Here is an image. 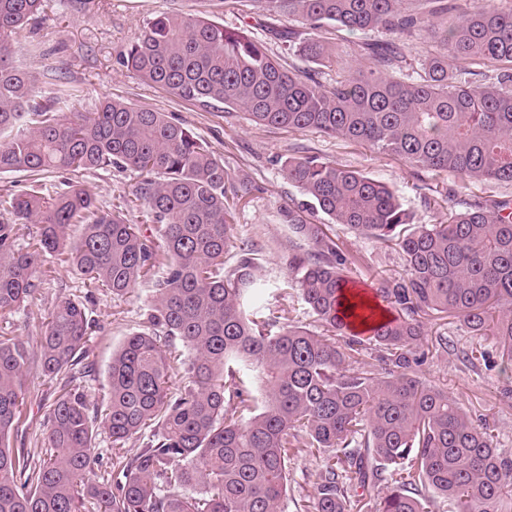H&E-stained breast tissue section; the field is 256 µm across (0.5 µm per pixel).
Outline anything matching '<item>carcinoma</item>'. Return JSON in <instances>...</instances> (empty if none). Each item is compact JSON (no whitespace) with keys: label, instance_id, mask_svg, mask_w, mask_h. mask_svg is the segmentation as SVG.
<instances>
[{"label":"carcinoma","instance_id":"1","mask_svg":"<svg viewBox=\"0 0 512 512\" xmlns=\"http://www.w3.org/2000/svg\"><path fill=\"white\" fill-rule=\"evenodd\" d=\"M250 0L261 21L300 18L303 30L269 27L313 64L290 70L242 32L204 17L162 13L119 63L202 107L242 109L259 125L317 130L368 144L412 169L463 180L512 182V6L471 0ZM43 0H0V173L122 168L144 174L135 199L152 215L166 260L122 207H97L80 185L49 193L38 180L0 200V319L40 288L45 258L65 256L88 287L115 297L154 280L147 330L112 353L108 392L90 411L66 392L50 407L40 449L10 450L26 398L25 368L71 379L88 340L83 303L62 296L45 318L39 345L0 335V512H286L292 448L327 454L311 497L296 512H429L422 488L448 512H512V457L490 426L459 399L420 380V317H455L491 336L512 363V205L452 212L417 224L385 183L313 155L289 157L283 174L306 206L361 237L399 247L404 273L357 290L350 261L322 225L288 211L308 250L288 258L291 289L323 333L264 317L253 297L268 288L257 252L236 243L223 160L162 112L107 99L95 112L62 119L34 102L32 76L10 62L12 41ZM376 30L364 43L369 65L326 87L318 79L335 53L326 27ZM429 27L439 50L417 77L404 73L405 38ZM506 64L496 85L453 69L457 59ZM83 225L76 241L67 229ZM27 231L26 249L17 247ZM233 252L232 267L224 255ZM389 318L381 320L378 309ZM181 342L168 356L159 336ZM379 347V367L359 360ZM185 380L170 391L175 377ZM146 439L109 481L93 471L95 436ZM385 484L374 505L351 492Z\"/></svg>","mask_w":512,"mask_h":512}]
</instances>
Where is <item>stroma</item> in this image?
Segmentation results:
<instances>
[{"label": "stroma", "instance_id": "35a3bbf8", "mask_svg": "<svg viewBox=\"0 0 512 512\" xmlns=\"http://www.w3.org/2000/svg\"><path fill=\"white\" fill-rule=\"evenodd\" d=\"M244 0H45L38 21L26 27L14 46V63L31 72L42 99H51L59 112H93L107 98L122 99L174 117L208 142L224 162L230 184L246 181L253 192L241 201L234 222L238 238L258 251L263 272L271 286L261 303L264 314L287 316L313 332L319 322L297 295L281 288L288 276V257L305 250L304 241L288 226L285 209L300 199L297 189L284 178L281 165L288 156L315 155L350 169L368 173L390 186L414 212L419 224H435L449 211H463L491 201H512V183L473 180L467 183L450 172L414 171L399 157L376 153L369 145L336 138L314 130L269 128L252 123L244 111H225L223 106L204 110L162 88L148 83L118 65L117 58L141 34L145 24L163 12L195 14L228 28L248 27ZM320 36L335 48L339 62L324 70V85L347 75L349 66L363 63L362 47L376 39L373 31L321 30ZM141 179L134 170L92 169L79 172L56 170L42 174L49 190L80 184L102 209L129 204L127 218L141 225L149 238L157 232L146 207L131 205ZM308 221L323 225L352 261L358 278L376 274L396 275L403 269L397 248L355 234L342 224L330 223L319 212H306ZM39 277L41 286L25 307L9 320H0V332L36 346L44 318L57 299L80 300L92 324L84 361L93 374L79 389L92 406H100L107 394V370L114 349L124 338L146 326L151 281H140L125 296L116 298L102 288H89L74 266L47 258ZM423 347L428 350L419 375L427 383L447 389L465 410L490 424L500 452L512 456V368L502 363L495 341L469 333L455 319L425 321ZM27 395L10 446L20 453L42 442L50 406L65 391L61 381L44 376L38 361L26 369ZM326 461L324 453L307 448L291 451L288 463V501L308 499L317 474Z\"/></svg>", "mask_w": 512, "mask_h": 512}]
</instances>
